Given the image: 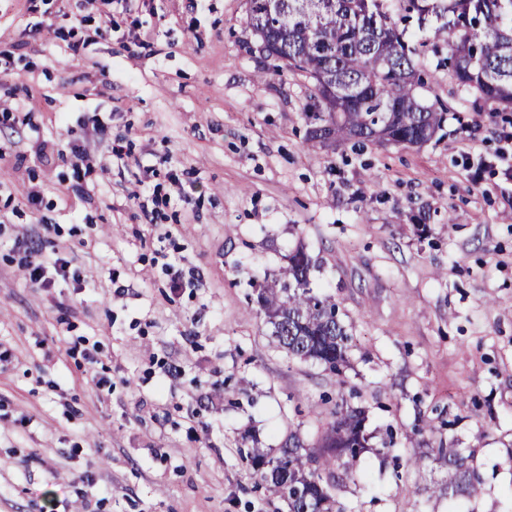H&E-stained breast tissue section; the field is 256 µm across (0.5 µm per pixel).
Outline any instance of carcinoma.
I'll list each match as a JSON object with an SVG mask.
<instances>
[{
	"instance_id": "cac0c4a2",
	"label": "carcinoma",
	"mask_w": 512,
	"mask_h": 512,
	"mask_svg": "<svg viewBox=\"0 0 512 512\" xmlns=\"http://www.w3.org/2000/svg\"><path fill=\"white\" fill-rule=\"evenodd\" d=\"M404 16L450 12L448 77L470 105L498 116L512 112V0H398ZM247 27L266 73L299 72L312 81L319 124L307 140L329 147L356 143L419 145L441 128L446 109L417 94L424 77L417 48L390 15L386 0H247ZM312 262L302 250L289 258L288 278L257 280L255 301L271 335L288 357L336 374L348 361L353 335L334 296L314 291ZM365 412L338 397L317 446L292 436L275 456L246 455L254 488L288 504V512H346L338 492L357 480L369 444ZM475 450L440 445L413 456L409 467L448 472V485L470 496L480 491Z\"/></svg>"
}]
</instances>
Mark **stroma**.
I'll return each instance as SVG.
<instances>
[{"label": "stroma", "mask_w": 512, "mask_h": 512, "mask_svg": "<svg viewBox=\"0 0 512 512\" xmlns=\"http://www.w3.org/2000/svg\"><path fill=\"white\" fill-rule=\"evenodd\" d=\"M447 22L408 26L438 47L416 62L441 129L355 152L306 141L311 83L263 74L246 0H0V512H288L239 451L314 446L345 386L400 458L452 441L483 480L434 498L443 470L369 454L341 494L353 512H506L512 180L471 177L500 127L441 67ZM142 189L166 202L157 223L130 205ZM46 224L77 277L39 287L18 241ZM299 246L354 335L341 380L289 359L250 300ZM171 255L201 286L173 288Z\"/></svg>", "instance_id": "1"}]
</instances>
